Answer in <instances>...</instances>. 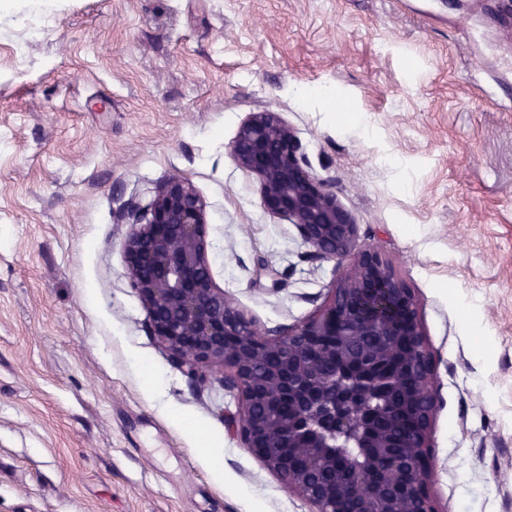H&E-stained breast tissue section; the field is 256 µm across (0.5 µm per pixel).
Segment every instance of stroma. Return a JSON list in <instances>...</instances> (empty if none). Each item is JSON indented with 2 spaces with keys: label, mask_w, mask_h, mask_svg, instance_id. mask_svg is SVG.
<instances>
[{
  "label": "stroma",
  "mask_w": 512,
  "mask_h": 512,
  "mask_svg": "<svg viewBox=\"0 0 512 512\" xmlns=\"http://www.w3.org/2000/svg\"><path fill=\"white\" fill-rule=\"evenodd\" d=\"M264 111L418 300L436 512H512V0H6L0 512H312L230 428L223 370L154 336L122 252L183 176L233 304L314 317L349 265L233 160Z\"/></svg>",
  "instance_id": "obj_1"
}]
</instances>
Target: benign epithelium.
<instances>
[{"mask_svg":"<svg viewBox=\"0 0 512 512\" xmlns=\"http://www.w3.org/2000/svg\"><path fill=\"white\" fill-rule=\"evenodd\" d=\"M253 174L265 208L295 225L321 259L350 270L312 319L260 331L226 297L207 256L197 193L170 177L124 246L128 276L154 335L196 374L224 369L238 392L243 445L314 512H435L429 430L433 367L414 294L377 251L354 252L356 223L330 181L314 175L301 142L277 112H254L231 146ZM375 336L367 347L360 336ZM405 425L409 439H392ZM360 451L352 464L336 439Z\"/></svg>","mask_w":512,"mask_h":512,"instance_id":"7a95c632","label":"benign epithelium"}]
</instances>
